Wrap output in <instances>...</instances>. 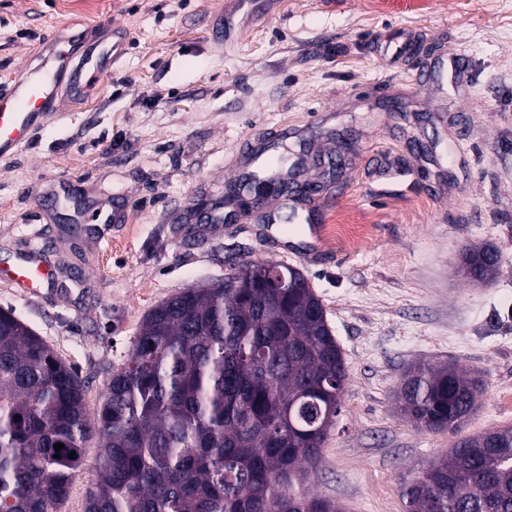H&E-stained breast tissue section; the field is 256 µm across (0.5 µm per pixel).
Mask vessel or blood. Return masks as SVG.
<instances>
[{
    "mask_svg": "<svg viewBox=\"0 0 512 512\" xmlns=\"http://www.w3.org/2000/svg\"><path fill=\"white\" fill-rule=\"evenodd\" d=\"M122 55L121 41L106 43L90 31L57 36L47 41L33 64L0 87V155L29 144L47 113L58 111L59 91L84 92L110 75L113 61ZM54 270L39 251L30 250L10 269V283L23 293L35 294L43 285L55 284Z\"/></svg>",
    "mask_w": 512,
    "mask_h": 512,
    "instance_id": "b4317fda",
    "label": "vessel or blood"
}]
</instances>
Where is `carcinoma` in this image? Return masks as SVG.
<instances>
[{
  "label": "carcinoma",
  "instance_id": "carcinoma-1",
  "mask_svg": "<svg viewBox=\"0 0 512 512\" xmlns=\"http://www.w3.org/2000/svg\"><path fill=\"white\" fill-rule=\"evenodd\" d=\"M494 253L465 248L459 273L492 283ZM274 266L152 308L92 418L78 371L0 309V512H61L92 440L85 512H341L304 485L341 410L343 349L305 276L272 288ZM485 390L478 371L418 363L396 399L414 426L456 435ZM404 496L407 512H512V426L457 440Z\"/></svg>",
  "mask_w": 512,
  "mask_h": 512
}]
</instances>
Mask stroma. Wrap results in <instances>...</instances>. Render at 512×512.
<instances>
[{
	"instance_id": "35a3bbf8",
	"label": "stroma",
	"mask_w": 512,
	"mask_h": 512,
	"mask_svg": "<svg viewBox=\"0 0 512 512\" xmlns=\"http://www.w3.org/2000/svg\"><path fill=\"white\" fill-rule=\"evenodd\" d=\"M224 2L0 0V84L52 33L126 32L111 75L0 157V308L77 368L92 412L155 305L246 262L298 268L348 363L308 488L406 512L404 479L455 441L397 410L408 366L483 373L462 435L512 425V0H280L229 41ZM400 31L412 52L381 53ZM295 152L315 221L280 196L226 203ZM104 200L123 219L102 230L78 209ZM339 224L367 225L359 247ZM469 245L499 252L493 284L459 276ZM32 248L59 281L28 296L3 271Z\"/></svg>"
}]
</instances>
